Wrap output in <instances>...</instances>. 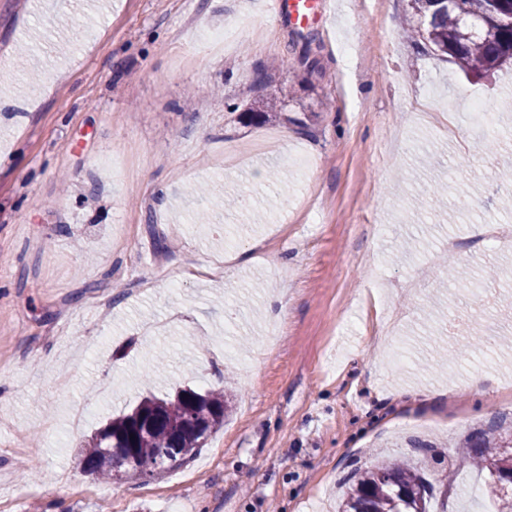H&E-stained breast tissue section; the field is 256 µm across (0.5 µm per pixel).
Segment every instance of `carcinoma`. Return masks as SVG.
<instances>
[{"label": "carcinoma", "mask_w": 512, "mask_h": 512, "mask_svg": "<svg viewBox=\"0 0 512 512\" xmlns=\"http://www.w3.org/2000/svg\"><path fill=\"white\" fill-rule=\"evenodd\" d=\"M402 28L412 41L450 59L462 72L486 77L512 70V0H407ZM278 111L274 99L241 113L249 123ZM224 389L143 398L130 412L107 421L81 451L83 473L113 480L152 478L196 456L224 427ZM467 454L487 472L482 493L498 512H512V430L492 423L465 442ZM431 484L400 461L353 470L340 512H428Z\"/></svg>", "instance_id": "1"}]
</instances>
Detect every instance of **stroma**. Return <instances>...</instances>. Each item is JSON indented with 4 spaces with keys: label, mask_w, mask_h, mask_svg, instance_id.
Returning <instances> with one entry per match:
<instances>
[{
    "label": "stroma",
    "mask_w": 512,
    "mask_h": 512,
    "mask_svg": "<svg viewBox=\"0 0 512 512\" xmlns=\"http://www.w3.org/2000/svg\"><path fill=\"white\" fill-rule=\"evenodd\" d=\"M405 8L325 0L300 29L263 0H0V512H337L391 458L427 472L431 512H497L457 445L512 424V349L468 334L512 336V248L477 231L512 226V71L466 77ZM227 381L187 465L82 472L112 416Z\"/></svg>",
    "instance_id": "obj_1"
}]
</instances>
